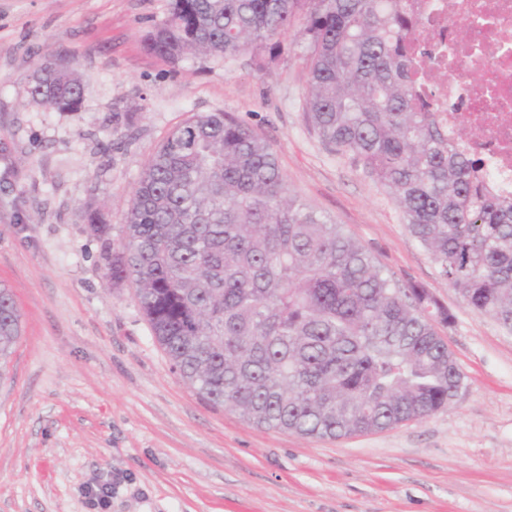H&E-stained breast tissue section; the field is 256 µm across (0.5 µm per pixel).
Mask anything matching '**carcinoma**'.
<instances>
[{
    "label": "carcinoma",
    "instance_id": "obj_1",
    "mask_svg": "<svg viewBox=\"0 0 512 512\" xmlns=\"http://www.w3.org/2000/svg\"><path fill=\"white\" fill-rule=\"evenodd\" d=\"M422 27L406 0H169L145 46L174 67L247 50L274 59L296 31L318 137L388 190L446 285L512 330V201L421 99ZM86 94L72 68H41L30 86L33 103L60 111H79ZM124 229L103 252L112 286L136 287L152 335L199 396L258 428L381 431L450 406L464 385L435 331L448 309L291 195L270 144L223 112L168 134ZM20 331L0 286V365Z\"/></svg>",
    "mask_w": 512,
    "mask_h": 512
}]
</instances>
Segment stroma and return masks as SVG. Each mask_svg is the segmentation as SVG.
I'll return each mask as SVG.
<instances>
[{"label":"stroma","mask_w":512,"mask_h":512,"mask_svg":"<svg viewBox=\"0 0 512 512\" xmlns=\"http://www.w3.org/2000/svg\"><path fill=\"white\" fill-rule=\"evenodd\" d=\"M168 3L0 0V285L22 321L0 381V512H512V331L446 286L386 189L322 144L294 34L272 62L174 68L145 48ZM59 59L88 84L81 111L31 100L32 73ZM209 112L252 127L293 194L448 309L436 330L464 375L450 407L320 440L257 428L174 371L102 253L168 133Z\"/></svg>","instance_id":"1"}]
</instances>
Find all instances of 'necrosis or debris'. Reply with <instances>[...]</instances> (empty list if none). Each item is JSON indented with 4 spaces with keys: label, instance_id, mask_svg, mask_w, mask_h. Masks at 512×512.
Instances as JSON below:
<instances>
[{
    "label": "necrosis or debris",
    "instance_id": "1",
    "mask_svg": "<svg viewBox=\"0 0 512 512\" xmlns=\"http://www.w3.org/2000/svg\"><path fill=\"white\" fill-rule=\"evenodd\" d=\"M426 21L421 40L419 93L441 113L449 132L472 134L462 143L483 161L497 194L512 199V0H414Z\"/></svg>",
    "mask_w": 512,
    "mask_h": 512
}]
</instances>
